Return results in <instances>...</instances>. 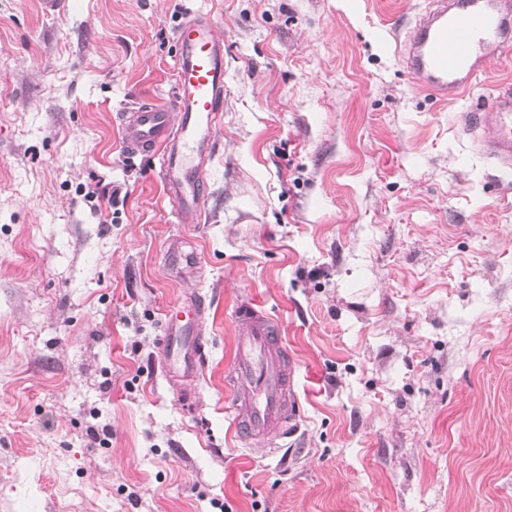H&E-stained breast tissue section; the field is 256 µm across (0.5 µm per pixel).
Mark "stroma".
<instances>
[{
    "mask_svg": "<svg viewBox=\"0 0 512 512\" xmlns=\"http://www.w3.org/2000/svg\"><path fill=\"white\" fill-rule=\"evenodd\" d=\"M432 0H0V512H512V176L392 51ZM210 11L224 110L195 224L119 115L166 102ZM199 264L170 276L172 240ZM200 294L206 358L168 377ZM300 413L224 417L242 300ZM183 311L188 318L181 317ZM205 313L201 298L172 310L165 315L163 323V355L167 366L183 377L194 376L204 359V346L201 340L200 323Z\"/></svg>",
    "mask_w": 512,
    "mask_h": 512,
    "instance_id": "1",
    "label": "stroma"
}]
</instances>
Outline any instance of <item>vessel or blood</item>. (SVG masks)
Instances as JSON below:
<instances>
[{
    "instance_id": "obj_1",
    "label": "vessel or blood",
    "mask_w": 512,
    "mask_h": 512,
    "mask_svg": "<svg viewBox=\"0 0 512 512\" xmlns=\"http://www.w3.org/2000/svg\"><path fill=\"white\" fill-rule=\"evenodd\" d=\"M175 90L166 104H136L119 118L124 147L153 153L178 223H197L207 197L206 166L224 104V40L213 18L185 13L176 29ZM512 56V0H434L400 45L413 82L440 102L469 93L477 79ZM476 146L502 173L512 172V92L501 91L470 112ZM168 260L178 273L194 269V252L172 244ZM203 300L166 314L163 355L169 369L190 377L204 359ZM238 335L225 374L230 427L242 439L285 432L299 414L292 393L295 362L279 325L253 300L235 310Z\"/></svg>"
}]
</instances>
